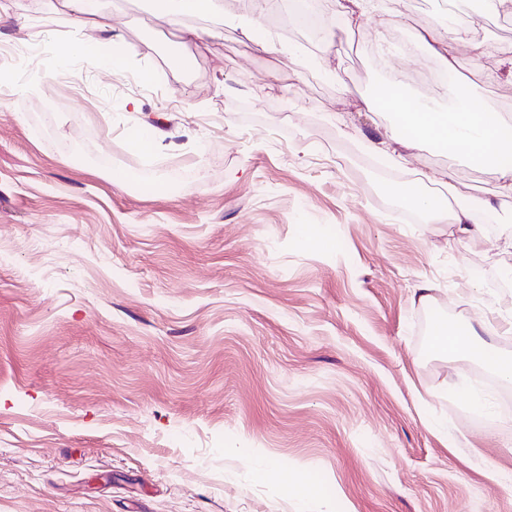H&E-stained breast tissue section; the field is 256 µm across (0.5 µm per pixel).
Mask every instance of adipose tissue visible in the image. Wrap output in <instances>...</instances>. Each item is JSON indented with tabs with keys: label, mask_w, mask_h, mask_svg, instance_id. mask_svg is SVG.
<instances>
[{
	"label": "adipose tissue",
	"mask_w": 512,
	"mask_h": 512,
	"mask_svg": "<svg viewBox=\"0 0 512 512\" xmlns=\"http://www.w3.org/2000/svg\"><path fill=\"white\" fill-rule=\"evenodd\" d=\"M380 105L394 113L396 122L379 138L366 140L368 149L395 162L400 158V148L431 143L447 150L449 155L462 157L470 167L495 168L500 195L512 197V121L505 119L502 113L483 106L446 111L415 106L392 82L388 83ZM413 202L428 205L429 215L435 222L441 219L443 212H451L453 233L461 240L480 232L489 214L497 210L493 200L483 196H471L453 205L444 198L427 202L420 196L414 197ZM434 346L445 354L468 347L479 349L494 372L512 381V357L484 347L476 326H468L463 331L443 327L436 333Z\"/></svg>",
	"instance_id": "adipose-tissue-1"
}]
</instances>
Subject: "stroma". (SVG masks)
I'll use <instances>...</instances> for the list:
<instances>
[{"label":"stroma","mask_w":512,"mask_h":512,"mask_svg":"<svg viewBox=\"0 0 512 512\" xmlns=\"http://www.w3.org/2000/svg\"><path fill=\"white\" fill-rule=\"evenodd\" d=\"M223 2L222 36L188 41L152 0H96L116 69L79 52L70 0H0V512H512V385L428 341L431 313L512 311V223L460 242L394 191L498 177L362 145L394 121L385 75L454 105L422 43L370 55L447 33L442 0L333 14L328 48L279 9L245 35ZM468 4L464 91L512 106V11Z\"/></svg>","instance_id":"35a3bbf8"}]
</instances>
